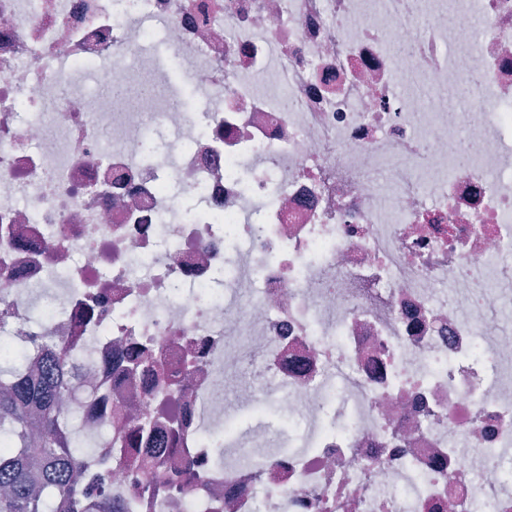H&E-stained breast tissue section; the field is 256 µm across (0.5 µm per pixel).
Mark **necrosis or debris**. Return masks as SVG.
<instances>
[{"label":"necrosis or debris","mask_w":512,"mask_h":512,"mask_svg":"<svg viewBox=\"0 0 512 512\" xmlns=\"http://www.w3.org/2000/svg\"><path fill=\"white\" fill-rule=\"evenodd\" d=\"M156 39L195 106L155 93ZM0 287L22 337L48 289L44 331L119 405L74 402L86 435L182 419L203 482L113 478L133 512H512V0H0ZM232 305L306 433L218 465L254 403L224 397ZM132 336L186 372L133 415Z\"/></svg>","instance_id":"necrosis-or-debris-1"}]
</instances>
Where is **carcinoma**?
<instances>
[{
	"label": "carcinoma",
	"mask_w": 512,
	"mask_h": 512,
	"mask_svg": "<svg viewBox=\"0 0 512 512\" xmlns=\"http://www.w3.org/2000/svg\"><path fill=\"white\" fill-rule=\"evenodd\" d=\"M13 308L0 304V512H120L127 505L112 501L113 469L122 467L117 458L104 456L88 466L78 447L81 433L74 424L70 403L76 390L68 374L78 372L72 364L71 347L56 336L41 338L39 349L45 363L25 375L17 371V358L5 353ZM123 373L152 380L149 393H171L177 381L167 377L154 361L153 348L130 339L119 350ZM157 423L136 422L126 437L107 447H123L135 441L153 440ZM152 497L176 492L174 482L160 474L141 484Z\"/></svg>",
	"instance_id": "1"
}]
</instances>
